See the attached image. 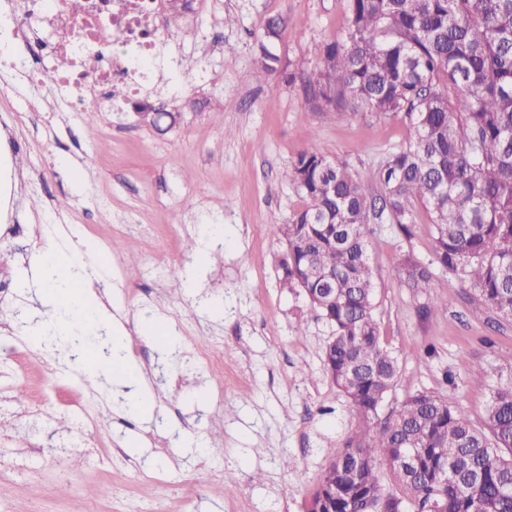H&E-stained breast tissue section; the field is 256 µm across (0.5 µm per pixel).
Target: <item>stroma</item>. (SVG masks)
I'll return each mask as SVG.
<instances>
[{
	"label": "stroma",
	"mask_w": 512,
	"mask_h": 512,
	"mask_svg": "<svg viewBox=\"0 0 512 512\" xmlns=\"http://www.w3.org/2000/svg\"><path fill=\"white\" fill-rule=\"evenodd\" d=\"M276 16L288 20L272 47L283 69L259 81V41ZM348 17L349 0H190L148 87L177 116L163 131L130 112L53 111L56 59L35 89L17 65L26 46L0 34V280L12 288L0 300V512H307L361 425L320 358L330 327L283 279L280 226L304 205L284 173L314 149L346 164L379 206L377 171L414 135L401 112L307 103L304 82L322 46L346 41ZM215 224L223 239H209ZM433 236L423 207L406 235L388 212L371 214L374 314L398 359L378 415L428 391L482 429L492 390L512 383V319L478 304L460 274L444 276L437 303L408 287L403 267L430 259ZM49 244L74 279L94 278L109 311L77 349L29 346L12 318L17 307L33 322L51 316L17 287ZM116 316L152 414L130 412L108 370ZM157 320L174 332L169 350L140 331ZM31 390L39 404L16 405ZM86 442L107 451L85 453ZM115 482L123 495H102Z\"/></svg>",
	"instance_id": "stroma-1"
}]
</instances>
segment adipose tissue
I'll return each instance as SVG.
<instances>
[{
    "instance_id": "adipose-tissue-1",
    "label": "adipose tissue",
    "mask_w": 512,
    "mask_h": 512,
    "mask_svg": "<svg viewBox=\"0 0 512 512\" xmlns=\"http://www.w3.org/2000/svg\"><path fill=\"white\" fill-rule=\"evenodd\" d=\"M70 276L66 254L56 247H47L39 257L33 282L41 300L53 305L54 314L50 320L29 329L33 346H41L55 336L68 335L73 320L92 327L103 318L92 281H85L81 289L74 290L69 285Z\"/></svg>"
}]
</instances>
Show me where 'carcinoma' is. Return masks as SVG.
<instances>
[{"mask_svg": "<svg viewBox=\"0 0 512 512\" xmlns=\"http://www.w3.org/2000/svg\"><path fill=\"white\" fill-rule=\"evenodd\" d=\"M287 28L268 21L257 77L280 69L271 46ZM306 94L315 107L410 119L414 140L378 172L402 232L418 205L435 227L431 261L407 262L409 287L435 302L434 269L461 273L483 305L512 319V0H349L348 41L324 46ZM285 177L306 203L281 227L284 280L332 328L323 366L363 423L326 466L308 512H327L324 498L335 512H512V384L492 393L486 432L425 391L371 430L398 366L374 317L367 194L345 164L314 150Z\"/></svg>", "mask_w": 512, "mask_h": 512, "instance_id": "1", "label": "carcinoma"}]
</instances>
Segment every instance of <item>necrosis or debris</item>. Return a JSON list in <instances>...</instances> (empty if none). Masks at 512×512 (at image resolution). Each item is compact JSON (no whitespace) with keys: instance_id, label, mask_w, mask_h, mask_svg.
<instances>
[{"instance_id":"necrosis-or-debris-1","label":"necrosis or debris","mask_w":512,"mask_h":512,"mask_svg":"<svg viewBox=\"0 0 512 512\" xmlns=\"http://www.w3.org/2000/svg\"><path fill=\"white\" fill-rule=\"evenodd\" d=\"M15 34L30 46L31 59L70 53L73 68L57 78L70 110L86 101L121 112L140 96L149 68L163 45L167 0H7ZM94 51L95 69L81 61Z\"/></svg>"}]
</instances>
